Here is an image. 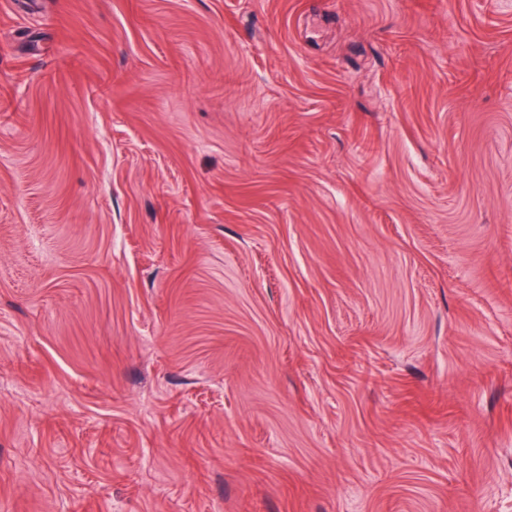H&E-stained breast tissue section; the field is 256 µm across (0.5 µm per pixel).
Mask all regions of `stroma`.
<instances>
[{"instance_id": "stroma-1", "label": "stroma", "mask_w": 512, "mask_h": 512, "mask_svg": "<svg viewBox=\"0 0 512 512\" xmlns=\"http://www.w3.org/2000/svg\"><path fill=\"white\" fill-rule=\"evenodd\" d=\"M0 512H512V0H0Z\"/></svg>"}]
</instances>
